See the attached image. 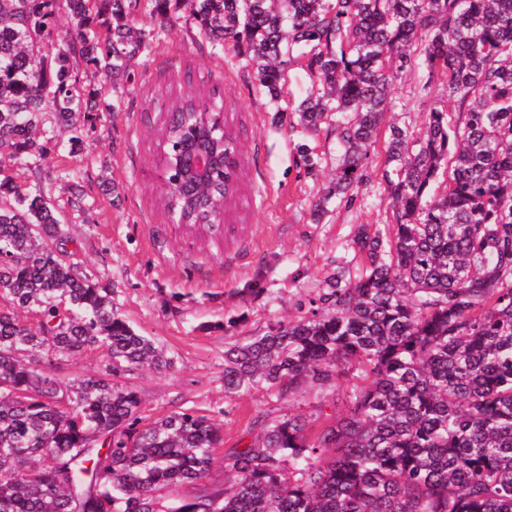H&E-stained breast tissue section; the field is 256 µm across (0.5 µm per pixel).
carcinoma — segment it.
I'll return each instance as SVG.
<instances>
[{"label":"carcinoma","instance_id":"carcinoma-1","mask_svg":"<svg viewBox=\"0 0 512 512\" xmlns=\"http://www.w3.org/2000/svg\"><path fill=\"white\" fill-rule=\"evenodd\" d=\"M59 1L79 28L50 59L37 42ZM173 2L0 0V174L17 161L29 172L23 185L0 177V512H512V0H196L200 30L244 50L270 99L295 64L318 82L295 111L310 132L335 124L342 155L316 211L353 200L384 156L395 223L359 225L355 278L336 273L305 315L224 352L226 394L284 399L316 383L342 414L317 428L256 417L259 443L225 455L233 482L214 489L213 419L186 409L145 425L136 392L52 372L92 346L111 375L172 366L48 243L63 218L41 182L49 144L80 149L96 111L76 65L117 88L172 31ZM141 11L146 28L132 23ZM413 69L457 118L434 107L420 132L384 123ZM190 111L169 104L160 161ZM189 483L195 497L168 496Z\"/></svg>","mask_w":512,"mask_h":512}]
</instances>
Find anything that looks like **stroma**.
I'll use <instances>...</instances> for the list:
<instances>
[{
	"mask_svg": "<svg viewBox=\"0 0 512 512\" xmlns=\"http://www.w3.org/2000/svg\"><path fill=\"white\" fill-rule=\"evenodd\" d=\"M171 16V37L139 59L120 111L111 110L112 96L104 94L82 151L70 153L65 143L52 148L42 188L66 218L59 230L68 238L71 261L173 362L169 369L118 372L115 382L138 393L149 422L179 409L206 411L224 435L207 479L221 488L225 454L258 438L255 417L291 413L311 421L343 410L337 396L315 388L289 401L260 388L226 396L225 349L305 315L310 299L338 271L356 274L357 228L391 223V201L378 158L354 201L333 200L315 212L341 152L334 128L306 133L298 127L295 108L311 85L308 75L291 67L283 98L272 103L246 56L212 49L187 9L175 8ZM206 78L217 82L224 116L246 156L240 193L215 241L169 220L154 160L167 90L191 95ZM424 82L419 72L397 81L391 120L418 130L434 104H445L444 90L423 91ZM301 142L315 150V172L305 169L296 151ZM64 170L73 171V180L60 179ZM75 184L89 206L80 216L68 205Z\"/></svg>",
	"mask_w": 512,
	"mask_h": 512,
	"instance_id": "stroma-1",
	"label": "stroma"
}]
</instances>
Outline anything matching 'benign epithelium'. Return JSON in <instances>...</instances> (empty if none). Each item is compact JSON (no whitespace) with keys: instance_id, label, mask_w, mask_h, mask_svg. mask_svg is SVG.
<instances>
[{"instance_id":"benign-epithelium-1","label":"benign epithelium","mask_w":512,"mask_h":512,"mask_svg":"<svg viewBox=\"0 0 512 512\" xmlns=\"http://www.w3.org/2000/svg\"><path fill=\"white\" fill-rule=\"evenodd\" d=\"M239 154V146L225 142L223 113L200 112L190 124V134L162 165L164 172L173 168L179 173L177 181L165 182L166 190L194 207H206L208 200L202 188L216 170L224 171V179H230L233 160Z\"/></svg>"}]
</instances>
